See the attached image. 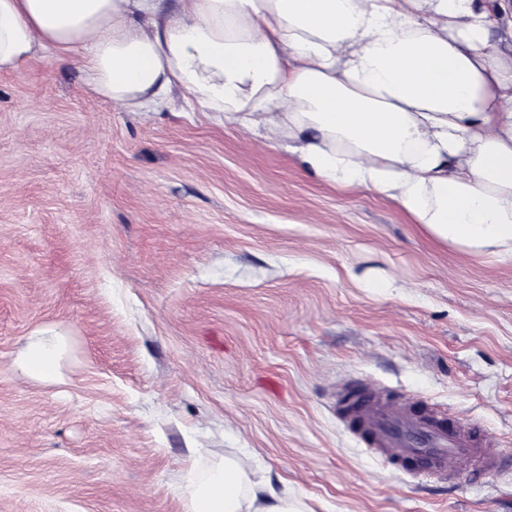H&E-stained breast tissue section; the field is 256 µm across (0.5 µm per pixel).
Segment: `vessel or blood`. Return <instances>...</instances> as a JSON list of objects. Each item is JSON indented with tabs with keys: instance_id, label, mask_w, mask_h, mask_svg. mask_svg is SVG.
Here are the masks:
<instances>
[{
	"instance_id": "1",
	"label": "vessel or blood",
	"mask_w": 512,
	"mask_h": 512,
	"mask_svg": "<svg viewBox=\"0 0 512 512\" xmlns=\"http://www.w3.org/2000/svg\"><path fill=\"white\" fill-rule=\"evenodd\" d=\"M336 412L360 445L416 477L452 480L464 465L483 476L512 468V457L495 453L477 426L383 389L345 388Z\"/></svg>"
}]
</instances>
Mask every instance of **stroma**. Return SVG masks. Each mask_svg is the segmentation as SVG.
<instances>
[{
  "label": "stroma",
  "instance_id": "obj_1",
  "mask_svg": "<svg viewBox=\"0 0 512 512\" xmlns=\"http://www.w3.org/2000/svg\"><path fill=\"white\" fill-rule=\"evenodd\" d=\"M44 328L72 341L58 383L12 365ZM346 384L512 454V264L434 244L180 94L127 111L76 56L0 74V512H184L192 448L315 512H512L511 470L417 481L359 446Z\"/></svg>",
  "mask_w": 512,
  "mask_h": 512
}]
</instances>
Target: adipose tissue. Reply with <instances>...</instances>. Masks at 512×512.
Segmentation results:
<instances>
[{
    "mask_svg": "<svg viewBox=\"0 0 512 512\" xmlns=\"http://www.w3.org/2000/svg\"><path fill=\"white\" fill-rule=\"evenodd\" d=\"M47 52L81 54L115 105L180 91L435 244L512 263V0H0V73ZM70 344L38 331L16 364L60 381ZM189 458L185 512H314L240 458Z\"/></svg>",
    "mask_w": 512,
    "mask_h": 512,
    "instance_id": "1",
    "label": "adipose tissue"
}]
</instances>
